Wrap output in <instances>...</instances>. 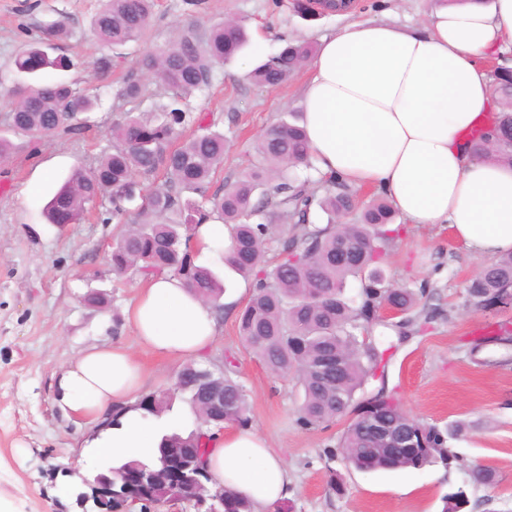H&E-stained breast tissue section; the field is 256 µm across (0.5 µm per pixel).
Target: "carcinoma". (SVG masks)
Here are the masks:
<instances>
[{"instance_id": "1", "label": "carcinoma", "mask_w": 512, "mask_h": 512, "mask_svg": "<svg viewBox=\"0 0 512 512\" xmlns=\"http://www.w3.org/2000/svg\"><path fill=\"white\" fill-rule=\"evenodd\" d=\"M155 0H101L92 21L93 35L103 47L118 49L142 40L150 26ZM243 25L227 20L211 29L206 43L190 30L178 34L157 55L142 59V76L130 75L121 95L139 100L149 80L169 92L147 113L124 112L112 123V150L90 170L76 169L47 205L52 224H74L85 212L90 197L100 195L112 205V219L123 225L112 246V271L119 277L146 281L169 273L187 282L223 317L224 287L217 273L196 264L190 246L195 224L220 221L230 230L232 258L227 265L251 282L250 296L238 314V333L244 347L275 375H291L298 385V424L305 429L327 428L346 417L338 448H326L332 460L343 452L361 471L388 472L422 469L457 459L449 441L466 428L452 422L440 429L408 416L385 388L361 400L357 393L377 377L385 351L379 349L371 328L382 323L379 308L388 304L403 314L400 329L415 326L411 312L426 289L396 288L384 275L382 261L390 243L399 236L388 225L397 213L385 194L369 202L357 201V192L337 176L317 185L301 179L297 168H314L304 127L282 120L260 137L258 160L230 185L209 192L227 150L224 133L200 125L187 98L211 84L214 67L235 58L247 45ZM46 44H30L16 56L14 67L23 76L14 90L16 132L38 140L70 130L76 115L92 111L97 98L65 81L41 82L47 69L70 70L79 61L65 55L52 57ZM313 48L306 42L287 41L278 52L259 59L250 80L277 87L303 67ZM494 91L501 112L496 122L472 144L479 157L512 165V70L493 71ZM198 130L181 137L187 125ZM164 172V183L141 195L140 182ZM198 198L193 199L191 195ZM142 200L139 219L128 224L127 203ZM318 214L324 224L310 222ZM258 217L261 222L254 223ZM274 263H269V251ZM362 284L359 301L347 297L349 279ZM512 290V253L479 268L467 292L482 305L489 298ZM235 357L227 356L224 370L211 372L188 363L176 374L173 391L188 395L196 407L216 389H224V416L209 425H244L249 405L243 385L235 379ZM170 397L149 394L140 407L158 415L170 407ZM207 432L197 426L183 437H164L157 457L168 459L164 479L147 475L155 466L136 460L112 466V495L98 512H126L136 489L139 505L149 512L163 500L193 502L218 512H252L248 500L230 489L220 495L208 487L203 467Z\"/></svg>"}]
</instances>
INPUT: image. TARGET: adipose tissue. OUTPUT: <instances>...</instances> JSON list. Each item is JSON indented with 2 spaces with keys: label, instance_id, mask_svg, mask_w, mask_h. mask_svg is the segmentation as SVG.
<instances>
[{
  "label": "adipose tissue",
  "instance_id": "1",
  "mask_svg": "<svg viewBox=\"0 0 512 512\" xmlns=\"http://www.w3.org/2000/svg\"><path fill=\"white\" fill-rule=\"evenodd\" d=\"M510 52L512 0H456L419 28L356 21L322 37L302 121L319 172L382 190L408 223L448 225L477 257L512 252V166L470 150L499 111L483 62ZM126 314L141 349L173 360L204 358L218 335L210 305L173 276L144 281ZM145 382L126 347L94 346L60 370L55 393L68 416L95 427L89 445L101 456L149 463L170 428L139 407ZM209 436L212 486L235 489L253 512L288 498L292 475L254 428Z\"/></svg>",
  "mask_w": 512,
  "mask_h": 512
}]
</instances>
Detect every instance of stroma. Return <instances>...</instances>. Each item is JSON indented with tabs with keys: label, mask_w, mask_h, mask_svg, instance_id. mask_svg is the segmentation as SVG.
<instances>
[{
	"label": "stroma",
	"mask_w": 512,
	"mask_h": 512,
	"mask_svg": "<svg viewBox=\"0 0 512 512\" xmlns=\"http://www.w3.org/2000/svg\"><path fill=\"white\" fill-rule=\"evenodd\" d=\"M435 0H359L345 15L307 18L294 0H156L150 28L128 43L110 70L95 62L106 53L93 37L90 22L100 0H0V135L14 150L0 161V502L12 512H83L65 477L66 460L80 462L86 476L103 465L84 448L81 428L54 401L60 368L85 348L104 342L136 351L149 374L147 393L170 392L180 362L139 350L125 317L136 281L113 274L112 243L119 225L105 222L107 205H87L76 224L48 223L44 208L59 186L78 168L94 165L112 146L109 131L117 112H145L162 93L150 86L144 99L128 102L120 90L137 72L146 53L158 51L181 29L206 38L210 29L231 18L245 25L248 48L216 67L208 89L190 98L194 112L208 115L222 131L228 151L214 176V187L233 182L257 158V139L288 112L303 109L306 70L287 84L261 87L247 78L256 59L276 53L292 39L317 44L356 20L402 27L426 22ZM66 22L72 35L55 42L56 53L79 58L80 66L50 71L48 81H66L97 97V106L78 134L58 132L39 142L11 136L8 113L16 75L13 59L25 44L46 38L48 28ZM222 272L228 305L220 336L204 366L231 354L243 385L252 426L275 448L294 477V492L283 502L286 512H441L446 494L464 489V512H512V306L483 310L466 292L480 265L445 224L404 225L384 260L390 283L425 288L426 310L437 316L407 339L395 329L374 327L386 351L384 381H370L365 391L387 386L402 410L427 425L473 423L450 446L457 454L450 466H429L396 473H363L343 459L324 460L346 425L338 419L325 429L297 422V389L292 378L271 374L245 350L237 330V311L249 291L236 274L225 272L221 258L207 261ZM105 292L107 301L90 306L85 295ZM492 469L489 485H472L473 468ZM339 481L342 492L330 490Z\"/></svg>",
	"instance_id": "35a3bbf8"
}]
</instances>
